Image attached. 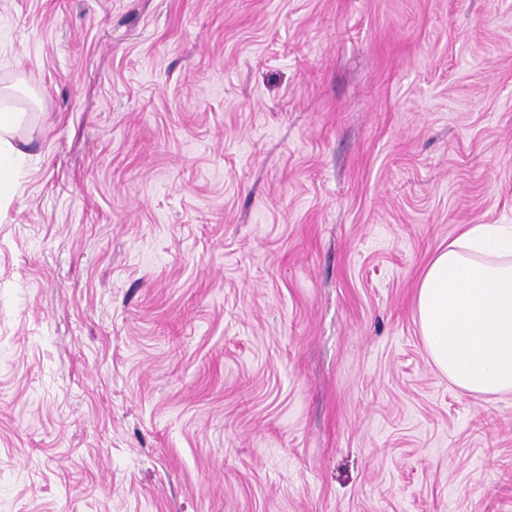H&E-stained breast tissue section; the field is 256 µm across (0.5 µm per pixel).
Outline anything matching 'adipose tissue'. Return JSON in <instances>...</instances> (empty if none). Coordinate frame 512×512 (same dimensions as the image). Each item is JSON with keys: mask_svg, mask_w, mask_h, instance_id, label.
<instances>
[{"mask_svg": "<svg viewBox=\"0 0 512 512\" xmlns=\"http://www.w3.org/2000/svg\"><path fill=\"white\" fill-rule=\"evenodd\" d=\"M19 112L0 104V202L9 199L27 154L13 133ZM416 315L434 366L460 390L512 391V225L465 224L428 263Z\"/></svg>", "mask_w": 512, "mask_h": 512, "instance_id": "1", "label": "adipose tissue"}]
</instances>
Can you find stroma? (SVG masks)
<instances>
[{"label": "stroma", "mask_w": 512, "mask_h": 512, "mask_svg": "<svg viewBox=\"0 0 512 512\" xmlns=\"http://www.w3.org/2000/svg\"><path fill=\"white\" fill-rule=\"evenodd\" d=\"M0 93V512H512L414 312L512 225V0H0ZM22 113L0 103V203L9 199L16 186L17 174L27 159V153L14 143L13 133Z\"/></svg>", "instance_id": "stroma-1"}]
</instances>
